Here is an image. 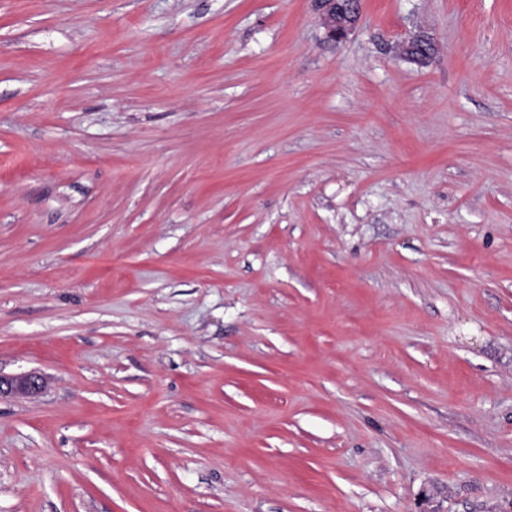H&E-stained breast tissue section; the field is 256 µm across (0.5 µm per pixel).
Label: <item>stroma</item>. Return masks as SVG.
Instances as JSON below:
<instances>
[{"label": "stroma", "mask_w": 512, "mask_h": 512, "mask_svg": "<svg viewBox=\"0 0 512 512\" xmlns=\"http://www.w3.org/2000/svg\"><path fill=\"white\" fill-rule=\"evenodd\" d=\"M29 370L0 512H512V0H0ZM359 0H324L323 26L328 37L343 40L355 30L360 20Z\"/></svg>", "instance_id": "35a3bbf8"}]
</instances>
